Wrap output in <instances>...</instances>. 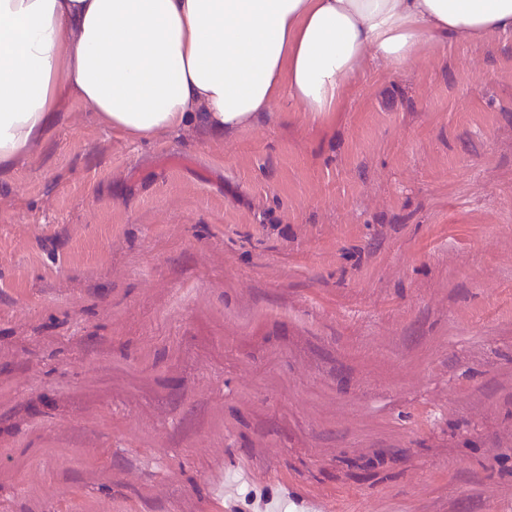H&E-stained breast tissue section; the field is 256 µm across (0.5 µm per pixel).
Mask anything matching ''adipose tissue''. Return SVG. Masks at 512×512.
<instances>
[{"label": "adipose tissue", "instance_id": "obj_1", "mask_svg": "<svg viewBox=\"0 0 512 512\" xmlns=\"http://www.w3.org/2000/svg\"><path fill=\"white\" fill-rule=\"evenodd\" d=\"M512 33V0H0V170L49 135L62 92L129 138L221 136L278 100L336 111L366 55Z\"/></svg>", "mask_w": 512, "mask_h": 512}]
</instances>
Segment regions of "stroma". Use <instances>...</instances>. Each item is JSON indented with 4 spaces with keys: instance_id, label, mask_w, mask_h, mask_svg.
I'll use <instances>...</instances> for the list:
<instances>
[{
    "instance_id": "obj_1",
    "label": "stroma",
    "mask_w": 512,
    "mask_h": 512,
    "mask_svg": "<svg viewBox=\"0 0 512 512\" xmlns=\"http://www.w3.org/2000/svg\"><path fill=\"white\" fill-rule=\"evenodd\" d=\"M512 512V34L318 120L0 173V512Z\"/></svg>"
}]
</instances>
